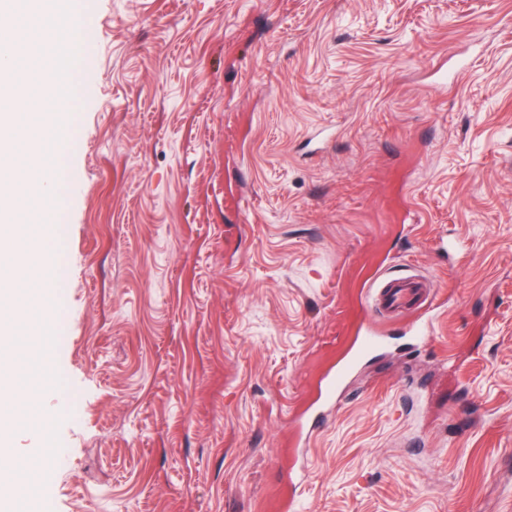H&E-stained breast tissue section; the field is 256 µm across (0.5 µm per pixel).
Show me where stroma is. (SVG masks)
Wrapping results in <instances>:
<instances>
[{
  "instance_id": "stroma-1",
  "label": "stroma",
  "mask_w": 512,
  "mask_h": 512,
  "mask_svg": "<svg viewBox=\"0 0 512 512\" xmlns=\"http://www.w3.org/2000/svg\"><path fill=\"white\" fill-rule=\"evenodd\" d=\"M77 2L61 383L0 459L48 449L35 512H512V0ZM408 262L435 336L387 319L291 484L296 418ZM437 319L438 316L435 314L416 319L405 327L403 335L412 341L425 343L434 335Z\"/></svg>"
}]
</instances>
